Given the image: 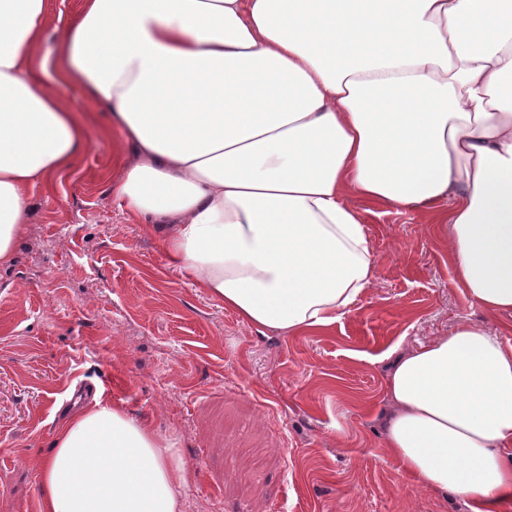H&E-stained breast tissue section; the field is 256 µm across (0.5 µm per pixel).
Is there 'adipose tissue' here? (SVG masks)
<instances>
[{
	"label": "adipose tissue",
	"mask_w": 512,
	"mask_h": 512,
	"mask_svg": "<svg viewBox=\"0 0 512 512\" xmlns=\"http://www.w3.org/2000/svg\"><path fill=\"white\" fill-rule=\"evenodd\" d=\"M0 0V266L29 193L84 143L80 85L132 147L111 187L172 265L263 331L329 327L377 259L348 198L444 211L455 282L512 318V0ZM388 454L471 512H512V347L461 321L386 379ZM173 443L120 407L67 416L41 512H179ZM57 7L63 10L62 23L58 22L57 14L53 17L51 23L46 27L45 41L42 46V53L54 56L56 54V27L58 25H65L73 15L79 10V0H65L61 4L60 0L57 1Z\"/></svg>",
	"instance_id": "1"
}]
</instances>
